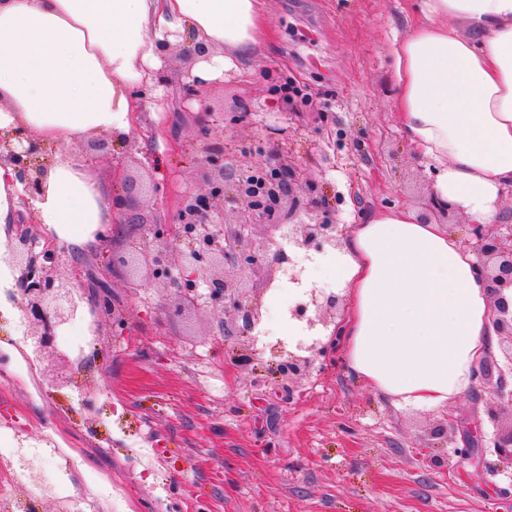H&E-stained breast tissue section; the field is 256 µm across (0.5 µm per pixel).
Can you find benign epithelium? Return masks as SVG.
I'll use <instances>...</instances> for the list:
<instances>
[{"label": "benign epithelium", "mask_w": 512, "mask_h": 512, "mask_svg": "<svg viewBox=\"0 0 512 512\" xmlns=\"http://www.w3.org/2000/svg\"><path fill=\"white\" fill-rule=\"evenodd\" d=\"M36 152V146L30 142L26 149L20 152L11 150L7 154L9 161L20 168L27 195L31 199L42 189L40 166L33 163ZM274 157V170L279 174V179L269 185L263 197L256 195L251 182L234 181L235 201L240 204V220L234 228L224 227V243L210 251L209 265L248 268L272 280V266L266 263L262 255L242 249L241 237L245 229L253 226L260 218L269 221L279 219L283 209H291L295 205L294 187L309 184L305 171L292 160L288 148H280ZM215 199L216 196L211 193L199 196L197 201L203 205V219L196 220V213L193 212L184 214L183 221L192 224L215 223L212 217L216 210ZM310 205L315 210L311 222L291 225L288 235L292 236L298 246L318 252L336 246L338 225L332 222L331 211L318 208L314 199ZM470 234L472 247L480 255L482 276L488 283L493 299V326L501 336L502 350L509 363V372L512 373V302L504 295L505 289L512 288V225L506 236L496 235L478 224L470 225ZM35 245L36 241L24 233L16 238L10 253L15 265L24 270L21 280V291L25 296L24 316L35 328L34 347L35 351L41 353L54 346L57 328L74 316L82 296L77 293L71 280L54 275L59 263L56 247L45 243L40 252L42 263L38 266L37 256L33 255ZM120 259L132 275L144 273L159 279L163 273L179 269L205 276L209 284V293L205 297L198 294L195 288H185L174 283L179 305L193 310L221 306L224 320L230 321L240 336H249L260 323V299L247 298L243 287L237 282L208 276L209 269L201 266V257L193 249L180 251L161 244L144 245L120 256ZM339 301L340 297L334 293L313 291L308 301L294 306L291 314L298 320L306 321L311 329L318 324L334 325ZM311 309L314 310L312 316L309 315ZM336 335L337 330L334 329L327 341L314 340L305 347L308 352L306 356L298 355L282 345L272 347L270 354L279 375L291 382H299L308 377L315 361L324 362L335 355ZM494 392L499 399V413L507 416L509 426L497 435L493 448L500 461L512 465V390L507 389L506 376L499 377Z\"/></svg>", "instance_id": "benign-epithelium-1"}]
</instances>
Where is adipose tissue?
<instances>
[{
    "label": "adipose tissue",
    "instance_id": "obj_1",
    "mask_svg": "<svg viewBox=\"0 0 512 512\" xmlns=\"http://www.w3.org/2000/svg\"><path fill=\"white\" fill-rule=\"evenodd\" d=\"M269 33L264 0H0V136L40 146L99 133L116 142L143 110L169 47H207L192 75L222 82ZM392 80L408 140L428 158L431 194L471 224L502 223L512 189V0H421L394 42ZM24 182L0 160V242ZM51 239L93 247L120 219L111 185L67 157L46 166L31 201ZM334 268L348 308L340 350L347 369L397 408L437 412L463 397L492 345L494 307L473 251L409 208L353 225Z\"/></svg>",
    "mask_w": 512,
    "mask_h": 512
}]
</instances>
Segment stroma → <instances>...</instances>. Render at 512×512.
I'll use <instances>...</instances> for the list:
<instances>
[{
  "instance_id": "obj_1",
  "label": "stroma",
  "mask_w": 512,
  "mask_h": 512,
  "mask_svg": "<svg viewBox=\"0 0 512 512\" xmlns=\"http://www.w3.org/2000/svg\"><path fill=\"white\" fill-rule=\"evenodd\" d=\"M417 0H266L271 34L207 95L190 88L192 62L171 48L161 70L163 109L146 113L152 138L133 131L108 151L84 139L61 149L95 178L121 173L116 193L142 223L104 233L97 246L61 255L81 260L83 300L61 325L53 352L32 348L19 288L0 290L16 309L0 318V464L11 467L0 512L31 501L35 512H512V465L492 448L487 412L493 381L475 386L448 411L396 410L345 368L314 367L287 391L269 349L288 341V279L279 290L232 270L260 297L247 348L221 310H178L170 280L132 277L117 260L143 241L168 242L185 205L216 189L223 220L236 221L231 183L213 185L214 165L237 177L269 162L268 128H290L294 160L313 192L296 187L300 206L316 194L340 227L395 205L424 213V160L395 118L392 43L415 18ZM305 85L308 106L289 104L272 86L281 77ZM133 182L127 193L125 182ZM120 305L116 326L104 301ZM477 421L480 462H459V425Z\"/></svg>"
}]
</instances>
